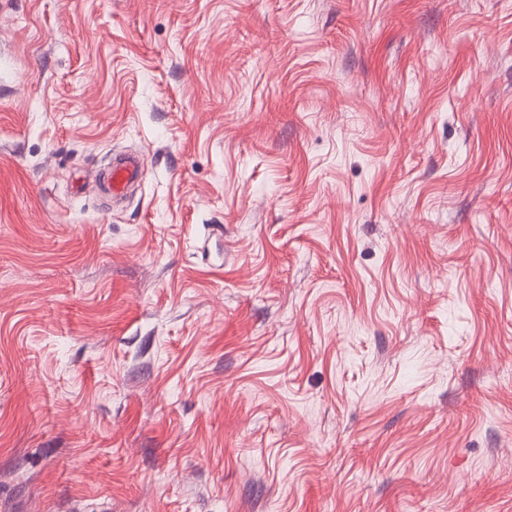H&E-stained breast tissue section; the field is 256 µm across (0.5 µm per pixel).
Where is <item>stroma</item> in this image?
<instances>
[{
    "instance_id": "obj_1",
    "label": "stroma",
    "mask_w": 512,
    "mask_h": 512,
    "mask_svg": "<svg viewBox=\"0 0 512 512\" xmlns=\"http://www.w3.org/2000/svg\"><path fill=\"white\" fill-rule=\"evenodd\" d=\"M0 512H512V0H0ZM141 160L137 154L115 157L107 172L106 182L112 196L123 195L127 188L137 179Z\"/></svg>"
}]
</instances>
